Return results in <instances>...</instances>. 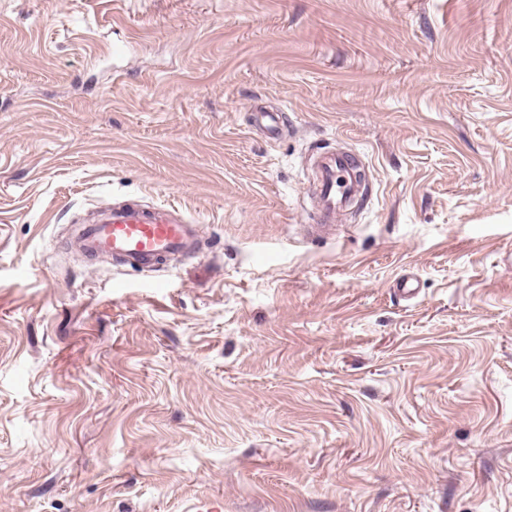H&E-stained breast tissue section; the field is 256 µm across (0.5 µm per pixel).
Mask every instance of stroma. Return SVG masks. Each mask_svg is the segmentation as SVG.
I'll list each match as a JSON object with an SVG mask.
<instances>
[{
  "mask_svg": "<svg viewBox=\"0 0 512 512\" xmlns=\"http://www.w3.org/2000/svg\"><path fill=\"white\" fill-rule=\"evenodd\" d=\"M122 201L195 254L79 252ZM201 501L512 512V0H0V512ZM254 126L269 139H275L283 131V114L281 112H267L260 108L253 112ZM359 157L348 152L321 154L316 160L313 184L318 225L334 226L364 189L357 179Z\"/></svg>",
  "mask_w": 512,
  "mask_h": 512,
  "instance_id": "obj_1",
  "label": "stroma"
}]
</instances>
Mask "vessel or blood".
I'll list each match as a JSON object with an SVG mask.
<instances>
[{"instance_id":"vessel-or-blood-1","label":"vessel or blood","mask_w":512,"mask_h":512,"mask_svg":"<svg viewBox=\"0 0 512 512\" xmlns=\"http://www.w3.org/2000/svg\"><path fill=\"white\" fill-rule=\"evenodd\" d=\"M253 123L268 138L283 131V115L258 110ZM357 155L347 152L322 154L316 160L313 184L317 222L331 226L359 198L364 186L357 179ZM80 245L86 255H111L124 265L154 268L172 254L196 251L198 229L177 215L175 206L158 203L149 207L127 203L103 210L97 221L79 229Z\"/></svg>"}]
</instances>
